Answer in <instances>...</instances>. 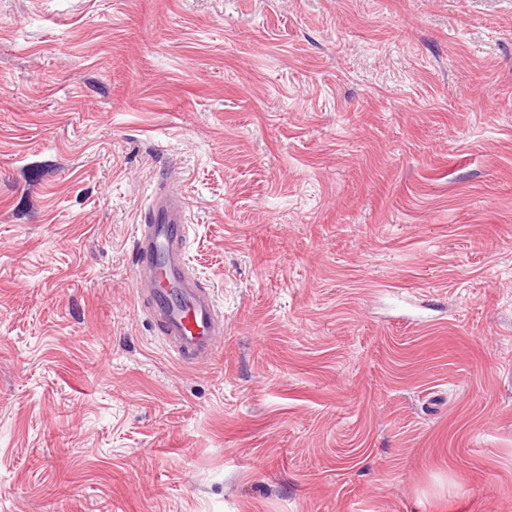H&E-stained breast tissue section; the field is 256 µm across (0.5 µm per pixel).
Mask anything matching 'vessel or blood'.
<instances>
[{
	"label": "vessel or blood",
	"instance_id": "vessel-or-blood-1",
	"mask_svg": "<svg viewBox=\"0 0 512 512\" xmlns=\"http://www.w3.org/2000/svg\"><path fill=\"white\" fill-rule=\"evenodd\" d=\"M187 214L182 191L160 181L136 226L133 269L144 310L166 351L195 365L215 357L224 338V314L187 262Z\"/></svg>",
	"mask_w": 512,
	"mask_h": 512
}]
</instances>
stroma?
Wrapping results in <instances>:
<instances>
[{
	"mask_svg": "<svg viewBox=\"0 0 512 512\" xmlns=\"http://www.w3.org/2000/svg\"><path fill=\"white\" fill-rule=\"evenodd\" d=\"M0 512H512V0H0ZM188 202L162 180L136 224L134 275L144 310L168 354L195 365L212 360L224 338V314L214 293L190 270L186 244Z\"/></svg>",
	"mask_w": 512,
	"mask_h": 512,
	"instance_id": "35a3bbf8",
	"label": "stroma"
}]
</instances>
